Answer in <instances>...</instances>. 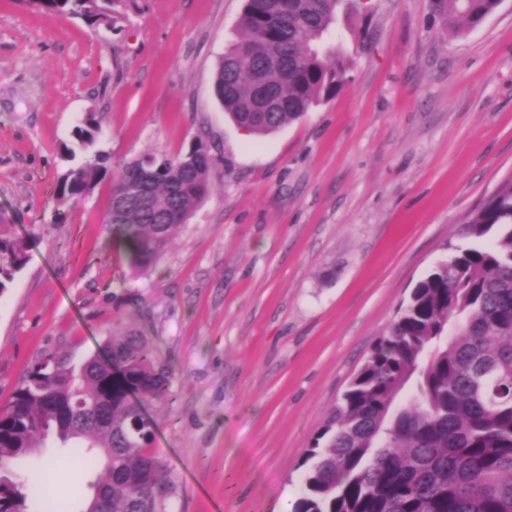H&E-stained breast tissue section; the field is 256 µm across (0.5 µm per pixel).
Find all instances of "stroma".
I'll use <instances>...</instances> for the list:
<instances>
[{
	"label": "stroma",
	"mask_w": 512,
	"mask_h": 512,
	"mask_svg": "<svg viewBox=\"0 0 512 512\" xmlns=\"http://www.w3.org/2000/svg\"><path fill=\"white\" fill-rule=\"evenodd\" d=\"M244 0H139L121 32L0 0V236L28 261L0 295V403L49 354L81 363L144 331L175 376L149 412L175 492L165 512H280L303 453L416 284L512 178V0L461 37L430 0H365L331 38L332 99L264 136L214 94ZM120 166L196 141L212 188L151 270L110 244L100 182L59 199L85 113ZM95 463L37 512H84Z\"/></svg>",
	"instance_id": "obj_1"
}]
</instances>
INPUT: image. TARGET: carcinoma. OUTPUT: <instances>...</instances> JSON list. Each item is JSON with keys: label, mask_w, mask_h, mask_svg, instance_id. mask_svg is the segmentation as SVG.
Wrapping results in <instances>:
<instances>
[{"label": "carcinoma", "mask_w": 512, "mask_h": 512, "mask_svg": "<svg viewBox=\"0 0 512 512\" xmlns=\"http://www.w3.org/2000/svg\"><path fill=\"white\" fill-rule=\"evenodd\" d=\"M91 29L115 28L138 0H23ZM344 0H245L243 34L222 57L215 94L241 128L265 136L345 85L347 67L327 41ZM501 0H431L455 34L480 25ZM262 73L280 107L256 112ZM100 122L85 114L63 144L71 158L58 195L75 203L111 176L103 223L131 269L152 267L205 200L214 158L195 142L149 152L114 174L93 150ZM455 247L411 292L305 450L303 494L294 512H512V180L463 224ZM27 262L26 243L0 238V295ZM172 368L141 330L109 336L79 365L47 356L0 404V512H31L39 494L13 471L52 440L104 477L83 512H163L174 486L151 449L147 405L171 395ZM406 404L396 399L407 383Z\"/></svg>", "instance_id": "carcinoma-1"}]
</instances>
